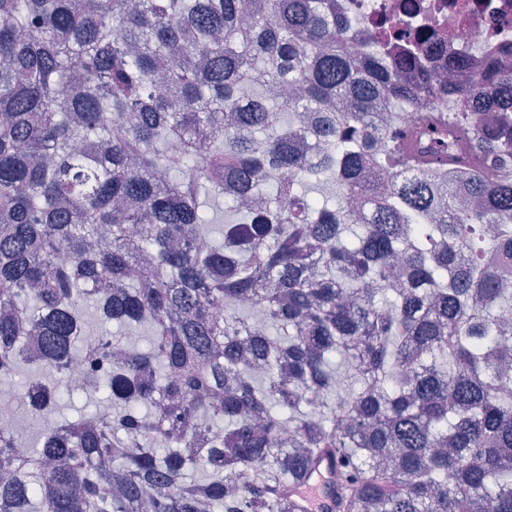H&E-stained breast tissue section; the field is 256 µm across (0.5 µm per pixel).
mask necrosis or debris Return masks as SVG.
Segmentation results:
<instances>
[{"instance_id": "obj_1", "label": "necrosis or debris", "mask_w": 512, "mask_h": 512, "mask_svg": "<svg viewBox=\"0 0 512 512\" xmlns=\"http://www.w3.org/2000/svg\"><path fill=\"white\" fill-rule=\"evenodd\" d=\"M360 14L365 25L385 37L433 31L436 48L429 55L433 70L466 53L473 72H481L492 50L512 40V0H338Z\"/></svg>"}]
</instances>
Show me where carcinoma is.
<instances>
[{
  "instance_id": "obj_1",
  "label": "carcinoma",
  "mask_w": 512,
  "mask_h": 512,
  "mask_svg": "<svg viewBox=\"0 0 512 512\" xmlns=\"http://www.w3.org/2000/svg\"><path fill=\"white\" fill-rule=\"evenodd\" d=\"M432 47L336 0H0V411L117 408L0 427V512H305L328 460L322 512H512V41Z\"/></svg>"
}]
</instances>
